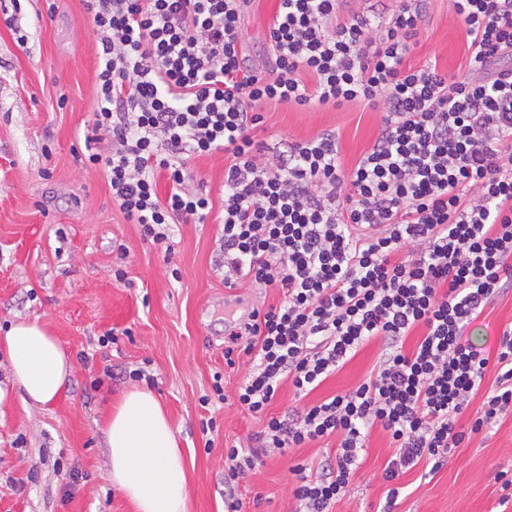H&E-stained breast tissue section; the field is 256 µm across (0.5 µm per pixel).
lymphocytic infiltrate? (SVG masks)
Returning a JSON list of instances; mask_svg holds the SVG:
<instances>
[{"mask_svg": "<svg viewBox=\"0 0 512 512\" xmlns=\"http://www.w3.org/2000/svg\"><path fill=\"white\" fill-rule=\"evenodd\" d=\"M84 2L98 43L94 128L109 142L88 160L104 164L113 204L165 243L171 225L212 208L189 158L224 152V283L281 294L224 351L248 357L237 399L265 420L253 447L227 450V512H241L236 491L263 454L336 438L334 459L294 469L300 512H332L373 427L395 448L394 481L422 461L442 467L512 412V329L491 353L463 339L512 288V0H449L470 52L460 79L405 63L427 0H399L386 20L347 0H279L268 72L241 61L249 0ZM263 102H361L385 115L352 169L331 132L288 145L272 168L253 137ZM371 339L379 361L362 383L267 416L282 383L307 395ZM492 365L493 393L457 429Z\"/></svg>", "mask_w": 512, "mask_h": 512, "instance_id": "f902f5d3", "label": "lymphocytic infiltrate"}]
</instances>
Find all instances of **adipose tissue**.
<instances>
[{
	"mask_svg": "<svg viewBox=\"0 0 512 512\" xmlns=\"http://www.w3.org/2000/svg\"><path fill=\"white\" fill-rule=\"evenodd\" d=\"M10 393L43 408L65 392L74 365L58 338L41 323L19 321L4 338ZM109 450L108 478L136 512H189L184 460L177 436L157 396L148 388L125 392L102 425Z\"/></svg>",
	"mask_w": 512,
	"mask_h": 512,
	"instance_id": "obj_1",
	"label": "adipose tissue"
}]
</instances>
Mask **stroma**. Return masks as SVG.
<instances>
[{"mask_svg": "<svg viewBox=\"0 0 512 512\" xmlns=\"http://www.w3.org/2000/svg\"><path fill=\"white\" fill-rule=\"evenodd\" d=\"M277 0H253L242 30L249 68L273 66L268 25ZM26 42H18V34ZM464 76L467 46L448 0H430L427 23L407 58ZM97 44L83 0H24L13 23L0 17V335L18 320L47 325L73 358L67 392L49 409L11 395L0 404V512H134L107 479L100 423L111 403L134 386L142 367L180 436L192 512H225V449L249 446L262 420L241 408L235 392L246 367L224 359L226 288L220 267L219 216L224 154L191 158L195 184L213 208L204 223L176 225L168 247L144 239L113 206L93 131ZM255 136L276 161L286 143L336 133L343 162L353 167L379 135L380 109L310 104L265 106ZM124 280H116V270ZM512 325V290L502 294L464 336L495 349ZM114 331L116 343L98 338ZM370 342L306 398L283 383L268 412L314 403L362 383L377 362ZM111 374H104V366ZM226 402L202 405L214 381ZM213 421L204 432L202 424ZM337 442H313L262 457L238 496L243 512H296L293 469L334 457ZM394 454L389 435L373 428L351 491L332 512H380L389 487L400 489L393 512H512L500 472H512V413L452 449L437 471L417 465L396 482L383 478Z\"/></svg>", "mask_w": 512, "mask_h": 512, "instance_id": "1", "label": "stroma"}]
</instances>
